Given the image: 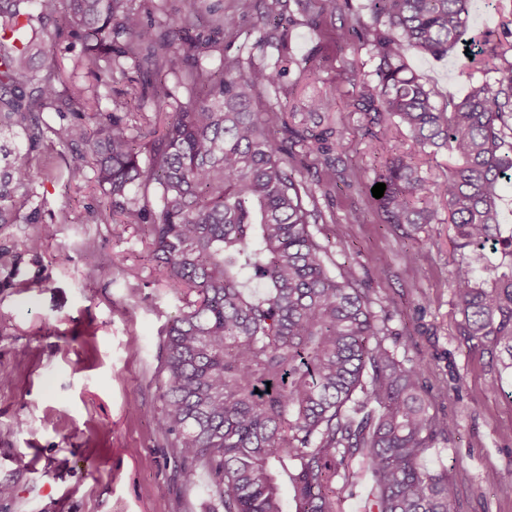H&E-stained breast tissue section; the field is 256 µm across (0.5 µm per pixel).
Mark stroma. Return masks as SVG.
<instances>
[{
	"instance_id": "obj_1",
	"label": "stroma",
	"mask_w": 512,
	"mask_h": 512,
	"mask_svg": "<svg viewBox=\"0 0 512 512\" xmlns=\"http://www.w3.org/2000/svg\"><path fill=\"white\" fill-rule=\"evenodd\" d=\"M238 15L224 32V53L255 64L277 53L256 21L261 0H207ZM512 0H472L469 35L502 36V8ZM295 58L318 50L317 81L291 70L266 107L303 106L315 82L340 87L331 116L349 139L335 170L316 156L294 165L313 195L337 265L354 264L372 286L374 311L390 314L385 344L420 366L430 411L451 431L425 458L446 468L457 488L454 512H512V376L499 375L487 351L458 326L451 270L460 258L455 229L442 222L413 232L384 223L367 186L379 162L362 138L360 113L349 111L350 68L370 71L366 48L341 44L344 16L305 23L294 0L286 9ZM408 63L436 103L464 96L482 73H460L455 56L409 53ZM63 148L48 139L32 156L37 173L36 224L0 225V512H224L214 478L199 470L185 484L171 439L156 426L161 412V348L166 327L186 309L148 259L140 225L100 224L102 194L94 181L50 179L65 165ZM69 222H61L62 212ZM43 247H28L31 238ZM503 390H488L493 376Z\"/></svg>"
}]
</instances>
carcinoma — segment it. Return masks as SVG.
Listing matches in <instances>:
<instances>
[{
  "instance_id": "obj_1",
  "label": "carcinoma",
  "mask_w": 512,
  "mask_h": 512,
  "mask_svg": "<svg viewBox=\"0 0 512 512\" xmlns=\"http://www.w3.org/2000/svg\"><path fill=\"white\" fill-rule=\"evenodd\" d=\"M169 0H0V224H36L30 155L47 133L76 153L104 196L97 221L141 224L169 287L196 293L165 331L158 428L172 438L184 482L205 468L224 512H344L356 467L370 479L366 512H453L448 471L424 458L450 425L430 414L416 369L385 341L389 316L351 265L335 269L311 227L295 149L334 167L343 131L323 124L340 89L309 96L293 126L255 107L292 62L288 30L265 39L271 66L224 56L236 24L221 9ZM306 24L341 0H294ZM471 0H362L341 33L368 48L373 69L350 71L349 107L383 162L371 184L387 224H432L448 213L456 246L475 258L451 271L469 340L512 371V234L502 236L512 186V43L467 39ZM370 22H365L362 14ZM54 37L82 45L76 67L96 86L70 87ZM207 34L177 44L185 29ZM470 54H465V50ZM456 54L461 71L491 78L438 106L407 54ZM138 73L129 97L104 111L99 88ZM188 103L176 107L171 79ZM54 112L68 122L54 128ZM286 127L285 145L277 137ZM446 149L461 164L430 180L423 157ZM154 190L157 209L136 195Z\"/></svg>"
}]
</instances>
